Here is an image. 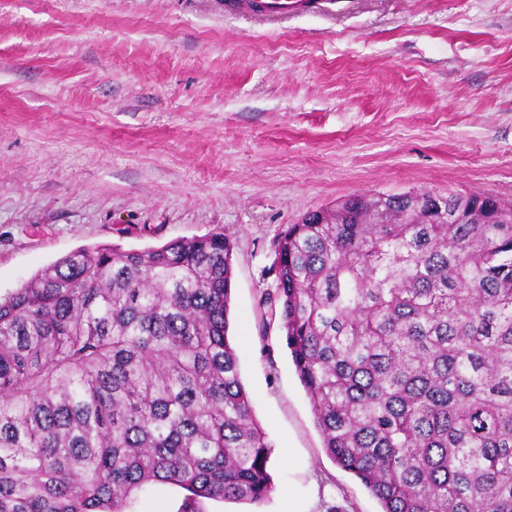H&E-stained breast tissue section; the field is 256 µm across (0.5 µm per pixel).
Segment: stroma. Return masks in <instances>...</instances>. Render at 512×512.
Masks as SVG:
<instances>
[{
  "label": "stroma",
  "instance_id": "obj_1",
  "mask_svg": "<svg viewBox=\"0 0 512 512\" xmlns=\"http://www.w3.org/2000/svg\"><path fill=\"white\" fill-rule=\"evenodd\" d=\"M512 201V0H0V297L82 247L221 232L274 490L203 512H380L327 456L278 322L280 232L355 194ZM326 1V2H315ZM322 3L329 4L339 13L350 11L351 0H226L224 10L229 13H256L269 20H277L294 15L307 8H317Z\"/></svg>",
  "mask_w": 512,
  "mask_h": 512
}]
</instances>
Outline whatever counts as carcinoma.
Returning a JSON list of instances; mask_svg holds the SVG:
<instances>
[{
    "instance_id": "carcinoma-1",
    "label": "carcinoma",
    "mask_w": 512,
    "mask_h": 512,
    "mask_svg": "<svg viewBox=\"0 0 512 512\" xmlns=\"http://www.w3.org/2000/svg\"><path fill=\"white\" fill-rule=\"evenodd\" d=\"M354 195L279 234V318L323 446L381 512H512V203ZM222 233L80 248L0 298V512L260 502ZM185 491L171 485H155L132 499L127 512H178Z\"/></svg>"
}]
</instances>
